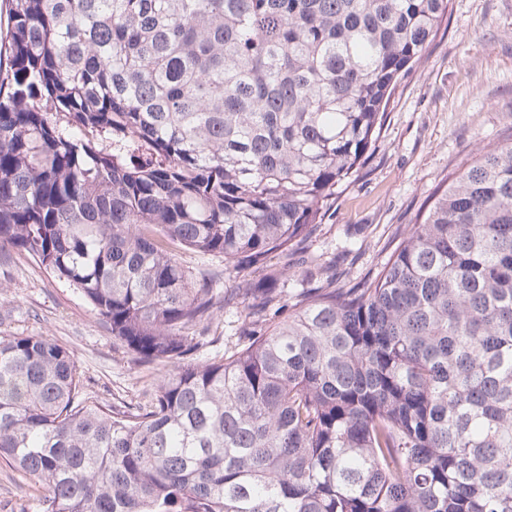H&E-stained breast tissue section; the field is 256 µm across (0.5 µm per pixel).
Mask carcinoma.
Segmentation results:
<instances>
[{
	"label": "carcinoma",
	"instance_id": "cac0c4a2",
	"mask_svg": "<svg viewBox=\"0 0 512 512\" xmlns=\"http://www.w3.org/2000/svg\"><path fill=\"white\" fill-rule=\"evenodd\" d=\"M449 0H5L0 252L38 261L141 363L116 409L71 351L0 336V460L42 512H512V139L380 271L262 288L194 359L214 290L305 244L379 143ZM176 258L197 282L202 283L203 275L209 277L208 284L217 292V306L220 312L204 336H219V340L203 346L197 356L201 360H206L218 351L221 354L224 349L246 342L242 321L243 309L248 300L243 299L238 289L241 288L243 274L238 273L233 267L224 268L223 256L202 255L194 250L182 248L177 251ZM230 298L234 299V304L228 305L227 300Z\"/></svg>",
	"mask_w": 512,
	"mask_h": 512
}]
</instances>
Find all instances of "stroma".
Returning <instances> with one entry per match:
<instances>
[{
	"mask_svg": "<svg viewBox=\"0 0 512 512\" xmlns=\"http://www.w3.org/2000/svg\"><path fill=\"white\" fill-rule=\"evenodd\" d=\"M512 138V0H449L448 16L397 87L379 148L339 191L305 246L350 285L378 272L400 235L477 150ZM357 246L339 256L346 239ZM194 279L208 278L222 305L200 359L244 343L242 275L218 255L176 253ZM49 337L73 352L86 390L114 405L143 400L158 376L94 316L79 294L30 255L0 254V335ZM40 491L0 462V512H41Z\"/></svg>",
	"mask_w": 512,
	"mask_h": 512,
	"instance_id": "stroma-1",
	"label": "stroma"
}]
</instances>
